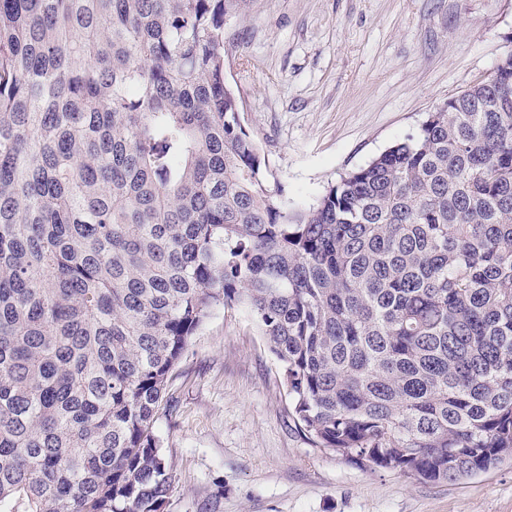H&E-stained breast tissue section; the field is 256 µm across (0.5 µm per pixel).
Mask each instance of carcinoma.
<instances>
[{
    "mask_svg": "<svg viewBox=\"0 0 512 512\" xmlns=\"http://www.w3.org/2000/svg\"><path fill=\"white\" fill-rule=\"evenodd\" d=\"M248 0H0V512H165L156 426L245 308L313 447L512 459V52L288 201L224 78Z\"/></svg>",
    "mask_w": 512,
    "mask_h": 512,
    "instance_id": "1",
    "label": "carcinoma"
}]
</instances>
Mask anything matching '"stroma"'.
Returning <instances> with one entry per match:
<instances>
[{"label": "stroma", "instance_id": "stroma-1", "mask_svg": "<svg viewBox=\"0 0 512 512\" xmlns=\"http://www.w3.org/2000/svg\"><path fill=\"white\" fill-rule=\"evenodd\" d=\"M225 77L288 198L309 207L512 51V0H251ZM165 512H512V463L454 482L361 468L301 434L248 313L216 311L169 383Z\"/></svg>", "mask_w": 512, "mask_h": 512}]
</instances>
